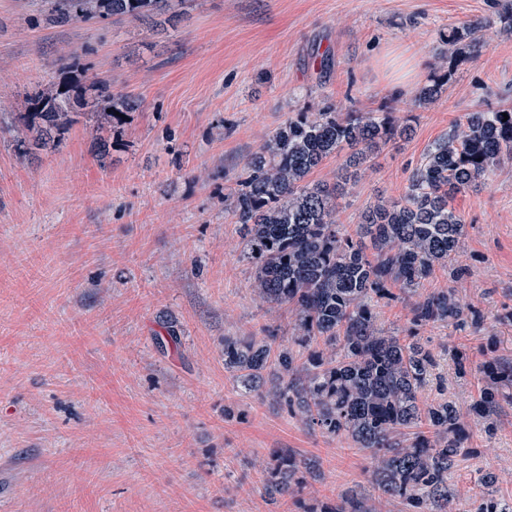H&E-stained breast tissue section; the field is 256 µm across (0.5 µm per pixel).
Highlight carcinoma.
Instances as JSON below:
<instances>
[{
    "mask_svg": "<svg viewBox=\"0 0 512 512\" xmlns=\"http://www.w3.org/2000/svg\"><path fill=\"white\" fill-rule=\"evenodd\" d=\"M54 24L134 19L170 9V0H44ZM480 23L455 29L450 40L479 46ZM96 111L85 116L96 130L112 128L138 107L131 95L113 92L105 80L92 84ZM39 111L26 130L37 149L55 147L78 122L83 96L50 90L35 94ZM388 112H298L247 159L230 204L251 265L253 288L269 303L287 304L297 317L293 343L277 337L224 339V368L242 388L268 394L305 425L330 437L350 436L370 451L373 478L382 494L406 502L411 512H448V471L461 452L452 404L427 407L418 392L432 377L435 360L416 342L386 335L375 324L373 302L393 296L391 287L416 294L435 267L457 282L467 269L453 263L466 224L449 204L455 195L487 179L512 160V107L468 114L435 140L412 172L405 195L381 201L365 215L355 235L342 231L336 198L344 186L309 181L330 157L350 150L348 167L408 135ZM419 324L453 322L463 308L450 291L420 297ZM308 352L306 361L297 364ZM274 364V380L263 372ZM310 460L277 453L266 468L264 488L284 498L303 483ZM320 512H372L358 499L325 505Z\"/></svg>",
    "mask_w": 512,
    "mask_h": 512,
    "instance_id": "cac0c4a2",
    "label": "carcinoma"
}]
</instances>
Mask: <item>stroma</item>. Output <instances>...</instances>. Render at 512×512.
<instances>
[{"mask_svg": "<svg viewBox=\"0 0 512 512\" xmlns=\"http://www.w3.org/2000/svg\"><path fill=\"white\" fill-rule=\"evenodd\" d=\"M512 0H174L152 20L53 25L42 0H0V115L35 91L111 82L139 106L108 132L78 122L53 151L0 132V512H304L354 496L408 512L370 478L368 450L310 430L267 392L242 390L224 340L287 342L288 306L261 301L224 212L249 155L288 116L390 112L412 127L337 201L362 212L405 192L428 147L467 113L512 106ZM479 22L483 48L449 43ZM76 51L80 70L67 68ZM401 88H394L397 78ZM442 80L438 98L421 88ZM456 255L423 290L454 289L458 323L416 324L413 295L376 302L389 334L418 339L452 403L464 453L448 512L512 503V162L456 195ZM494 362L497 402L474 406ZM286 450L313 460L298 491L270 499L262 469Z\"/></svg>", "mask_w": 512, "mask_h": 512, "instance_id": "stroma-1", "label": "stroma"}]
</instances>
